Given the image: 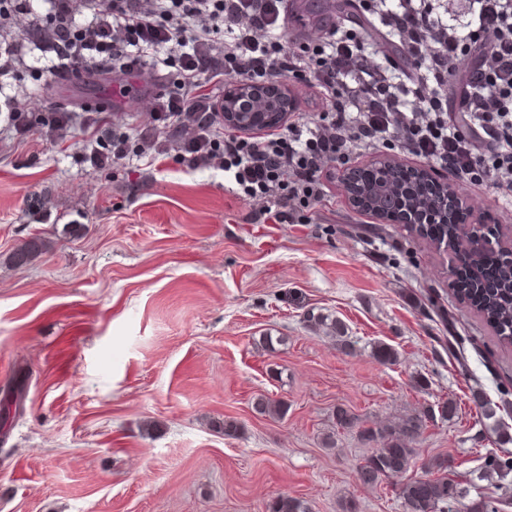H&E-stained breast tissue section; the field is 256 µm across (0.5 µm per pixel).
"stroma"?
I'll return each instance as SVG.
<instances>
[{
	"mask_svg": "<svg viewBox=\"0 0 512 512\" xmlns=\"http://www.w3.org/2000/svg\"><path fill=\"white\" fill-rule=\"evenodd\" d=\"M34 7L0 30V47L21 50L28 111L70 121L20 132L0 99V512H267L279 494L312 512H404L400 481H359L372 451L360 431L445 404L408 476L447 459L468 489L457 512L482 496L512 512V489L468 484L481 456L512 458L495 433L512 434V411L480 406L512 394V346L453 293L448 252L353 208L338 176L309 223L263 224L223 170L170 156L93 163L86 107L136 133L168 68L148 87L135 73L52 77L27 36L47 21L45 0ZM460 191L512 241V208ZM35 236L47 251L13 265ZM309 310L343 321L351 347L308 326ZM380 343L394 363L374 358ZM262 397L287 415L259 413ZM341 409L352 427L337 426Z\"/></svg>",
	"mask_w": 512,
	"mask_h": 512,
	"instance_id": "obj_1",
	"label": "stroma"
}]
</instances>
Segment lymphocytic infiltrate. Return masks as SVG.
Segmentation results:
<instances>
[{
    "label": "lymphocytic infiltrate",
    "instance_id": "1",
    "mask_svg": "<svg viewBox=\"0 0 512 512\" xmlns=\"http://www.w3.org/2000/svg\"><path fill=\"white\" fill-rule=\"evenodd\" d=\"M473 2L472 20L458 30L438 15L436 0H359L369 29L334 25L291 40L285 0H88L91 14L112 19L106 41L77 23L66 0H49V19L67 38L48 71L68 79L164 54L177 72L155 97L153 131L134 138L113 130V160L150 164L172 153L192 169L222 168L239 199L261 202L267 223H307L333 165L380 150L511 203L512 0ZM460 72L463 90L452 104L448 83ZM278 78L322 100L318 123L294 120L264 135L224 125L211 86Z\"/></svg>",
    "mask_w": 512,
    "mask_h": 512
}]
</instances>
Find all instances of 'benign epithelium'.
<instances>
[{"instance_id":"1","label":"benign epithelium","mask_w":512,"mask_h":512,"mask_svg":"<svg viewBox=\"0 0 512 512\" xmlns=\"http://www.w3.org/2000/svg\"><path fill=\"white\" fill-rule=\"evenodd\" d=\"M296 102L280 81H273L259 89L246 82H238L224 95V124L252 131L264 125H280L294 111ZM376 184L367 192H359L357 170L351 168L343 174V182L350 204L382 224H405L419 228L415 212H404L394 202L390 194V181L397 176L402 161L383 155L371 163Z\"/></svg>"}]
</instances>
